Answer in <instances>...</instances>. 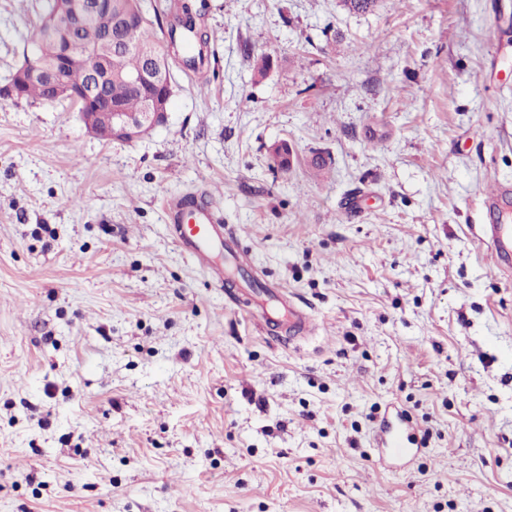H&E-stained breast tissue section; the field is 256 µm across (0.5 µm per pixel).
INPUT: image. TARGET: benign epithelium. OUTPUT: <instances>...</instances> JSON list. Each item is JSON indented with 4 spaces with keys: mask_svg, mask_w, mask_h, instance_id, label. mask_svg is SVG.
<instances>
[{
    "mask_svg": "<svg viewBox=\"0 0 512 512\" xmlns=\"http://www.w3.org/2000/svg\"><path fill=\"white\" fill-rule=\"evenodd\" d=\"M59 10L66 18V40L56 39L51 47L53 61L44 64L41 55L35 54L17 68L8 85L0 93L5 98H20L26 84L42 81L51 91L52 99H64L79 106V114L86 128L93 135L107 140H135L145 129H152L166 122L170 96L161 95L148 103L142 112H121L112 106L102 107L104 84L112 80V56L132 48L129 35L116 39L112 29L101 34L93 45H79L72 39L75 30L83 26L97 12L112 13V0H57ZM79 50L88 61L82 81L74 83L65 75L66 60L73 50ZM167 86L158 62L151 58L144 70L129 75L128 82L138 87L145 82Z\"/></svg>",
    "mask_w": 512,
    "mask_h": 512,
    "instance_id": "1",
    "label": "benign epithelium"
}]
</instances>
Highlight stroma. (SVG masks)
I'll return each instance as SVG.
<instances>
[{
    "mask_svg": "<svg viewBox=\"0 0 512 512\" xmlns=\"http://www.w3.org/2000/svg\"><path fill=\"white\" fill-rule=\"evenodd\" d=\"M206 3L147 136L0 99V512H512V270L477 229L512 186V0ZM45 4L0 0V87ZM202 190L250 257L222 287L164 207ZM380 447L390 459L413 457L418 452L419 442L414 432H409L397 417L384 415L379 423Z\"/></svg>",
    "mask_w": 512,
    "mask_h": 512,
    "instance_id": "obj_1",
    "label": "stroma"
}]
</instances>
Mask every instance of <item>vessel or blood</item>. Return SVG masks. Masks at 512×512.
Listing matches in <instances>:
<instances>
[{
  "label": "vessel or blood",
  "mask_w": 512,
  "mask_h": 512,
  "mask_svg": "<svg viewBox=\"0 0 512 512\" xmlns=\"http://www.w3.org/2000/svg\"><path fill=\"white\" fill-rule=\"evenodd\" d=\"M489 224L482 227V241L495 263L512 265V193L499 188L485 197ZM167 218L176 242L216 284H223L227 265L246 262L236 232L221 224L209 202L195 195L167 199ZM380 445L388 458L415 456L419 443L392 415L379 423Z\"/></svg>",
  "instance_id": "1"
}]
</instances>
